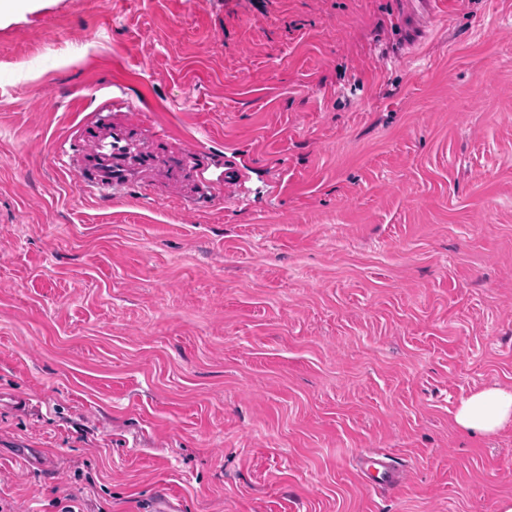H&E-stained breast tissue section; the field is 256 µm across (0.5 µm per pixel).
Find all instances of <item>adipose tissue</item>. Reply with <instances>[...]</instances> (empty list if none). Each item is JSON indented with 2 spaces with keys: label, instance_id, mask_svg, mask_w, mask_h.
Listing matches in <instances>:
<instances>
[{
  "label": "adipose tissue",
  "instance_id": "obj_1",
  "mask_svg": "<svg viewBox=\"0 0 512 512\" xmlns=\"http://www.w3.org/2000/svg\"><path fill=\"white\" fill-rule=\"evenodd\" d=\"M454 419L469 433L491 435L512 424V389L497 386L473 391L458 405Z\"/></svg>",
  "mask_w": 512,
  "mask_h": 512
}]
</instances>
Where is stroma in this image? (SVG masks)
Returning a JSON list of instances; mask_svg holds the SVG:
<instances>
[{
	"label": "stroma",
	"mask_w": 512,
	"mask_h": 512,
	"mask_svg": "<svg viewBox=\"0 0 512 512\" xmlns=\"http://www.w3.org/2000/svg\"><path fill=\"white\" fill-rule=\"evenodd\" d=\"M33 0L0 21V507L498 512L512 0ZM239 200L79 194L115 85ZM29 398L27 408L13 398ZM405 482L370 488L356 457ZM456 424L469 433L495 434L512 424V389L483 387L463 399L454 413Z\"/></svg>",
	"instance_id": "1"
}]
</instances>
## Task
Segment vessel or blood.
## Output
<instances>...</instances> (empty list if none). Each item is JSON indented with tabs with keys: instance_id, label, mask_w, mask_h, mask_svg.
I'll list each match as a JSON object with an SVG mask.
<instances>
[{
	"instance_id": "obj_1",
	"label": "vessel or blood",
	"mask_w": 512,
	"mask_h": 512,
	"mask_svg": "<svg viewBox=\"0 0 512 512\" xmlns=\"http://www.w3.org/2000/svg\"><path fill=\"white\" fill-rule=\"evenodd\" d=\"M95 121L83 122L84 148L67 156L64 169L73 183L86 194L109 199L122 194L131 184L151 191V174L190 184L191 199L233 197L237 194L241 173L234 164H226L224 177L215 182L207 178L209 151L204 143L172 146L164 129L154 126L138 113L127 97L103 101L96 109ZM362 473L370 483L395 482L396 469L389 457L375 455L365 461Z\"/></svg>"
}]
</instances>
